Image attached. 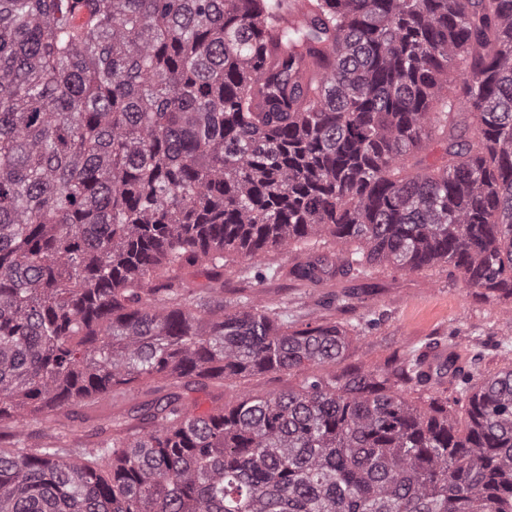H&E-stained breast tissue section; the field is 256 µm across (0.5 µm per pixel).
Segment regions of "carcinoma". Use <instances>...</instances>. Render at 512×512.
<instances>
[{"instance_id":"1","label":"carcinoma","mask_w":512,"mask_h":512,"mask_svg":"<svg viewBox=\"0 0 512 512\" xmlns=\"http://www.w3.org/2000/svg\"><path fill=\"white\" fill-rule=\"evenodd\" d=\"M286 8L0 0V512H512V368L338 375L346 330L224 299L230 257L324 236L292 278L440 262L512 298V0ZM269 371L299 383L183 393ZM150 381L91 442L50 416ZM298 377L284 372H263L247 377L224 381V387L210 386L203 390L186 392L198 404V412L203 413L224 404L231 406L244 394H269L295 388Z\"/></svg>"}]
</instances>
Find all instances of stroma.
Returning <instances> with one entry per match:
<instances>
[{"instance_id": "1", "label": "stroma", "mask_w": 512, "mask_h": 512, "mask_svg": "<svg viewBox=\"0 0 512 512\" xmlns=\"http://www.w3.org/2000/svg\"><path fill=\"white\" fill-rule=\"evenodd\" d=\"M336 257L332 237L319 241L314 250L294 246L272 250L263 261L279 269L277 277L259 281L243 275V260L224 268V296H249L258 302L287 310L297 324L333 322L345 328L352 343L336 366L344 372L354 366L384 367L395 355L431 341L452 344L463 357H477L476 377L484 379L512 367V302L486 297L450 276L436 264L413 272H399L385 264L371 266L366 275L330 276L306 286L291 279L290 269L306 261L311 252ZM354 292L348 309L333 306L332 298ZM297 376L263 372L226 381L224 386L191 391L199 412L233 405L246 394L277 393L296 387ZM150 385L137 384L113 397L111 404L95 409L79 408L73 425L77 438L88 439L97 419L108 411H122L152 399Z\"/></svg>"}]
</instances>
